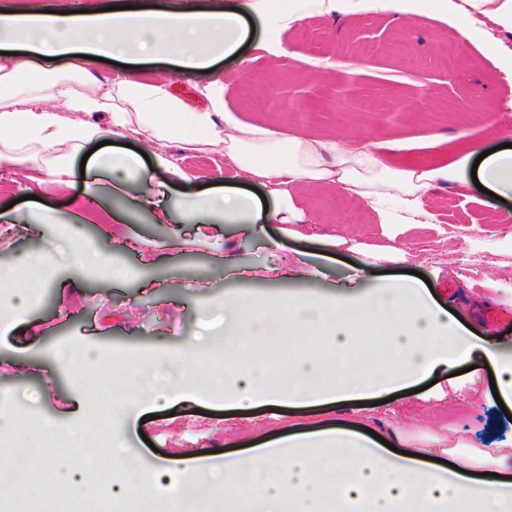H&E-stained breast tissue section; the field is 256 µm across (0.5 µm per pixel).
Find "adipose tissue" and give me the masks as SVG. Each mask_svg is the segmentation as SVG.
Here are the masks:
<instances>
[{
    "label": "adipose tissue",
    "mask_w": 512,
    "mask_h": 512,
    "mask_svg": "<svg viewBox=\"0 0 512 512\" xmlns=\"http://www.w3.org/2000/svg\"><path fill=\"white\" fill-rule=\"evenodd\" d=\"M118 10L56 14L34 6L0 11V166L32 158L42 165L30 174L36 186H72V158L106 134L93 116L108 113L111 126L146 135L154 166L177 179L167 150H223L240 171L272 183L320 184L368 200L384 224H407L418 215V199L434 179L458 181L457 164L433 171L380 164L367 151L350 153L335 142L288 136L227 116L224 89L202 88L207 106L193 108L165 83L142 81L136 71L154 55L184 75L210 69L233 56L249 26L238 11H171L117 0ZM252 10L269 36L271 56L283 47L280 33L315 17H350L363 10L416 18L437 12L463 39L512 33V0H288L284 11ZM128 65L131 76L100 86L95 58ZM112 174L114 195L144 194L149 186L140 157L115 147L97 155ZM477 179L494 195H512V149L487 156ZM398 195L402 207L386 208L383 196ZM219 212L248 233L262 217L256 197L234 186L189 198L185 217L200 223ZM288 339L287 386L270 378L263 365L242 373L227 399L248 411L256 406H351L447 375L463 365L494 363L496 388L512 403V354L489 338L474 335L414 278L396 274L372 289L339 290L326 296H296L271 307L260 301L224 302V334L248 350L253 333ZM290 448H322L327 457H297L292 468L275 464ZM398 433L388 443L339 423L311 432H292L262 445L258 454L225 457V483L234 486L237 512H512V455L484 450H442V462L411 456Z\"/></svg>",
    "instance_id": "1"
}]
</instances>
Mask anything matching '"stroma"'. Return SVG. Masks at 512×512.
<instances>
[{"label": "stroma", "instance_id": "35a3bbf8", "mask_svg": "<svg viewBox=\"0 0 512 512\" xmlns=\"http://www.w3.org/2000/svg\"><path fill=\"white\" fill-rule=\"evenodd\" d=\"M281 39L284 54L268 56L254 23L234 56L194 80L156 60L144 63L143 76L168 83L195 106L203 102L197 86L219 80L227 110L241 122L331 139L351 151L369 143L394 167L455 162L468 178L473 158L512 143V73L498 56L499 46L512 48V33L500 34L496 46L482 39L458 45L451 59L448 25L438 18L365 12L306 19ZM341 47L352 54L351 66L335 65ZM336 100L344 118L332 109ZM174 161L188 180L174 183L164 170H151L147 199L115 201L110 171H93L98 226L87 221L85 180L66 193L45 185L36 201L27 197L21 170L0 169V272L32 285L19 316L9 294L0 295V434L9 439L0 447V470L18 457L19 430L92 431L106 414L115 434L128 436L113 473H134L142 492L153 495L160 488L152 462L221 455L336 422L379 435L396 431L420 448H512V420L491 396L484 367L479 398L440 401L434 389H406L376 407L283 404L242 412L215 393L202 362L224 336L225 299L334 292L359 279L362 249L381 245L405 251L408 269L429 279L439 302L452 303L476 334L504 336L512 351V199L435 181L420 199L428 223L383 225L362 200L294 185L293 203L305 216L301 237L274 218L248 237L216 218H183L184 199L237 176L223 153L178 149ZM323 232L343 237L344 245L327 249ZM89 245L122 265L125 276L75 269L71 253ZM67 351L85 361L88 407L79 414L69 411ZM188 353L200 360L186 383L191 400L153 408L154 396L137 387L136 374L176 367ZM133 413L141 427L131 426Z\"/></svg>", "mask_w": 512, "mask_h": 512}]
</instances>
